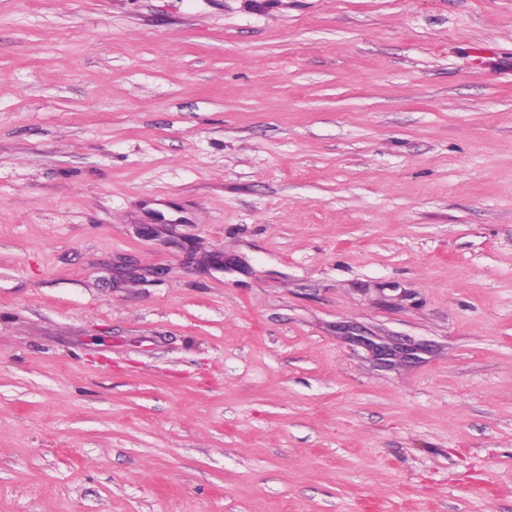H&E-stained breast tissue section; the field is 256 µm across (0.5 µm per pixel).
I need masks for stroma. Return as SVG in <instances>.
Returning <instances> with one entry per match:
<instances>
[{"mask_svg":"<svg viewBox=\"0 0 512 512\" xmlns=\"http://www.w3.org/2000/svg\"><path fill=\"white\" fill-rule=\"evenodd\" d=\"M0 512H512V0H0Z\"/></svg>","mask_w":512,"mask_h":512,"instance_id":"1","label":"stroma"}]
</instances>
